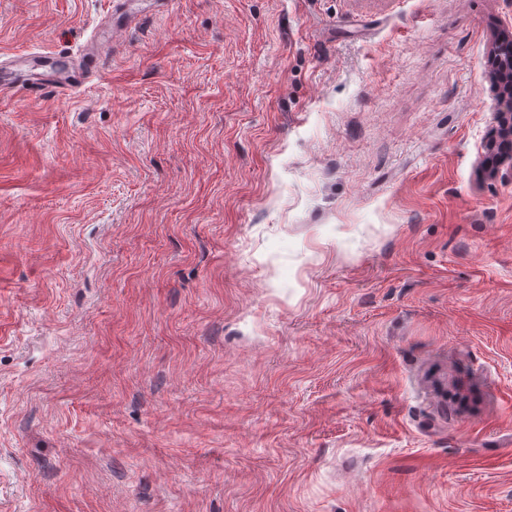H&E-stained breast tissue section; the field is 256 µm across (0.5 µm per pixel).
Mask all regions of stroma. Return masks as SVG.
Listing matches in <instances>:
<instances>
[{"label":"stroma","instance_id":"35a3bbf8","mask_svg":"<svg viewBox=\"0 0 512 512\" xmlns=\"http://www.w3.org/2000/svg\"><path fill=\"white\" fill-rule=\"evenodd\" d=\"M512 0H0V512H512ZM68 70L65 62L55 57L53 61V70L46 71L38 76L15 75L11 78H4L0 81V91L3 93L14 83H28L30 91L41 92L43 87H52L59 92H65L72 84L70 75H66ZM496 112L498 122L501 126V138L505 143L497 147V157L493 161H488L494 174L501 168H505L506 173L512 176V94L500 97L496 103Z\"/></svg>","mask_w":512,"mask_h":512}]
</instances>
